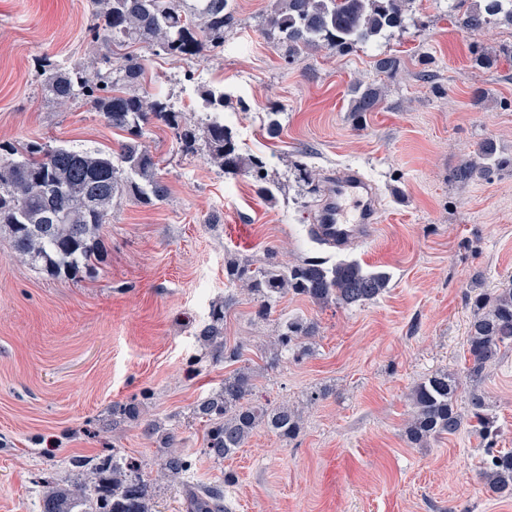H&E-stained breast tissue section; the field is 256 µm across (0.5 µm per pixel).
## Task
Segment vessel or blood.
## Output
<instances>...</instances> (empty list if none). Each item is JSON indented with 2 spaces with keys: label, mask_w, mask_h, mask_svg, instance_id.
<instances>
[{
  "label": "vessel or blood",
  "mask_w": 512,
  "mask_h": 512,
  "mask_svg": "<svg viewBox=\"0 0 512 512\" xmlns=\"http://www.w3.org/2000/svg\"><path fill=\"white\" fill-rule=\"evenodd\" d=\"M375 222L372 194L366 182L357 173L347 172L333 181L330 208L312 231L325 244L344 249L355 241L369 239Z\"/></svg>",
  "instance_id": "vessel-or-blood-1"
}]
</instances>
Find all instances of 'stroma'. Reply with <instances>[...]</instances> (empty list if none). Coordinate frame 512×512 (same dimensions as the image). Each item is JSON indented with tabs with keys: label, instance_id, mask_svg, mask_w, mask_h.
I'll return each instance as SVG.
<instances>
[{
	"label": "stroma",
	"instance_id": "obj_1",
	"mask_svg": "<svg viewBox=\"0 0 512 512\" xmlns=\"http://www.w3.org/2000/svg\"><path fill=\"white\" fill-rule=\"evenodd\" d=\"M271 2L233 0L223 53L146 56L143 84L194 124L214 114L207 93L223 95L224 124L245 156L265 162L271 196L251 173L182 152L154 124L143 143L162 160L168 194L150 205L114 202L95 277L49 278L0 231V512H41L44 486L74 479L76 460L114 454L138 464L159 512H185L181 484L156 475L163 450L145 432L150 422L173 430L191 483L236 473L225 491L232 512H512V498L479 477L489 449L512 450V349L475 382L464 361L469 296L512 278V172L457 176L484 141L512 157V24L469 33L451 22L448 0H415L405 29L291 63L262 35ZM92 9L91 0H0V143L118 150L123 132L85 102L46 99L35 68L45 56L96 67ZM477 49L497 53V64L475 67ZM390 54L400 66L378 75L376 61ZM376 80L382 105L355 122L350 89ZM305 169L316 185L302 180ZM347 169L370 184L377 227L339 251L309 229L331 176ZM271 248L285 265L355 259L388 273L389 286L349 308L288 294L260 321L252 295L228 284L224 258L258 268ZM227 297L224 334L244 342L256 396L297 407L303 426L290 442L257 429L218 462L204 452L194 407L231 371L198 337ZM294 317L318 326L309 355L271 360L270 340ZM438 370L489 400L500 426L494 446L467 425L425 448L407 439L411 390ZM133 401L135 421L121 414Z\"/></svg>",
	"mask_w": 512,
	"mask_h": 512
}]
</instances>
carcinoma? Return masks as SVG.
<instances>
[{
    "label": "carcinoma",
    "mask_w": 512,
    "mask_h": 512,
    "mask_svg": "<svg viewBox=\"0 0 512 512\" xmlns=\"http://www.w3.org/2000/svg\"><path fill=\"white\" fill-rule=\"evenodd\" d=\"M410 0H280L267 15L263 34L290 61L314 48L349 53L358 47L404 29ZM90 29L105 48L101 66L88 73L79 67L61 69L50 58L37 62L45 96L64 104L80 98L101 112L106 123L126 134L117 159L103 151L45 148L37 141L19 146L0 144V228L9 231L14 252L29 265L55 279L91 276L100 263L99 233L109 223L113 200L133 195L144 203L163 199L167 187L158 176L159 159L142 142L146 126L162 124L171 129L181 150L198 151L204 143L212 161L226 173L247 170L265 182L263 163L243 157L224 122L211 120L199 127L187 123L183 113L168 108L156 96L147 101L134 86L145 69L141 52L164 53L173 59H194L205 51L224 46V29L232 21L229 0H101ZM448 13L461 29L478 32L498 19L512 23V0H448ZM352 107L357 113L374 112L382 101L373 84L352 85ZM512 168V160L496 156L489 143L478 147L476 158L459 169L462 178ZM227 280L248 290L256 300L255 317L265 320L272 304L291 293L318 305L361 306L376 300L388 288L384 271L368 270L356 260L326 265L303 261L283 265L277 251L268 253L266 267L253 269L237 257L226 260ZM232 299L213 307L210 323L200 336L213 350V358L234 364L241 360L244 344L229 345L224 339V318ZM474 310L466 338L467 373L477 379L487 365L512 346V280L491 293L480 292L471 300ZM316 326L301 318L283 321L274 337L273 356L291 353L299 359L308 353L303 340ZM459 379L438 371L411 391L413 414L406 426L415 444L429 438L453 435L462 425L456 401ZM252 378L246 368L224 377L222 386L195 406L205 420L206 453L222 460L245 447L255 430L263 427L288 440L296 437L301 420L283 404L268 407L248 401ZM474 430L492 442L498 425L485 397L469 392ZM145 431L156 437L164 455L159 472L187 489V512H231L224 488L235 482L224 473V483L195 487L188 481L190 464L176 448V436L155 423ZM80 477L65 487L46 485L41 512H158L149 485L138 466L115 457L82 463ZM482 479L499 497H512V451L489 453Z\"/></svg>",
    "instance_id": "obj_1"
}]
</instances>
